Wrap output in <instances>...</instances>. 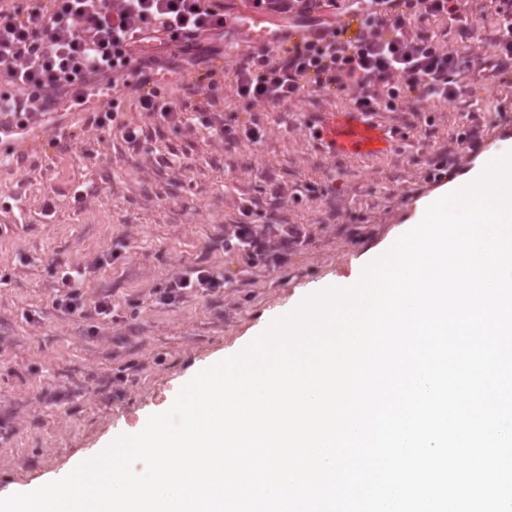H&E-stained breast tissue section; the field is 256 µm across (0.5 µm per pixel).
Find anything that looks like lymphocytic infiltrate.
<instances>
[{
	"mask_svg": "<svg viewBox=\"0 0 512 512\" xmlns=\"http://www.w3.org/2000/svg\"><path fill=\"white\" fill-rule=\"evenodd\" d=\"M252 12L285 19L297 37L277 46L246 53L234 72L235 93L252 107H273L314 93L352 92L353 109L363 118L400 111L407 102L455 101L470 84L512 75V0H498L497 21L483 56L446 47L430 31L432 20L448 18L470 32L471 0H246ZM235 26L228 0H53L51 11L37 4L24 9L0 8V127L22 120L46 129L49 146L67 133L52 121L59 98L77 96L80 88L106 82L111 100L90 113L87 124L119 129L123 139L139 146L143 131L123 120L126 95H135L143 112L161 125H198L232 143L240 136L262 137L258 123L239 128L218 112L215 71L194 76L186 88L204 96L207 107L187 118L175 93L154 86L152 70L160 48L222 37ZM224 228V243L250 265L277 264L288 249L308 234L299 224H253L246 217ZM72 273L52 300L66 315L94 313L110 317L108 298L86 305ZM224 286V274L198 266L172 274L163 293L167 302L187 293L208 295Z\"/></svg>",
	"mask_w": 512,
	"mask_h": 512,
	"instance_id": "f902f5d3",
	"label": "lymphocytic infiltrate"
}]
</instances>
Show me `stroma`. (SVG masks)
<instances>
[{
  "label": "stroma",
  "mask_w": 512,
  "mask_h": 512,
  "mask_svg": "<svg viewBox=\"0 0 512 512\" xmlns=\"http://www.w3.org/2000/svg\"><path fill=\"white\" fill-rule=\"evenodd\" d=\"M475 38L441 18L442 43L488 49L496 0H475ZM235 52L209 58L221 75L220 107L235 126L258 122L260 142L233 145L204 132L148 124L136 98L125 120L141 124V150L119 130L85 127L66 113L67 148L38 137L0 164V491L30 492L61 479L123 431L167 411L198 369L243 350L303 288L353 278L361 261L415 216L437 188L429 160L445 157L447 180L472 171L493 144L512 139V80L470 87L453 104H409L372 120L388 137L376 154L341 152L312 132L349 111L350 93L249 108L230 77ZM476 130L479 145L456 138ZM188 162L189 171L178 168ZM307 225L308 240L276 268L246 265L214 249L251 200ZM87 193L85 201L75 191ZM56 258L86 266L87 301L109 297L112 316L56 311ZM224 273L222 291L171 305L157 295L173 273L196 266Z\"/></svg>",
  "instance_id": "obj_1"
}]
</instances>
